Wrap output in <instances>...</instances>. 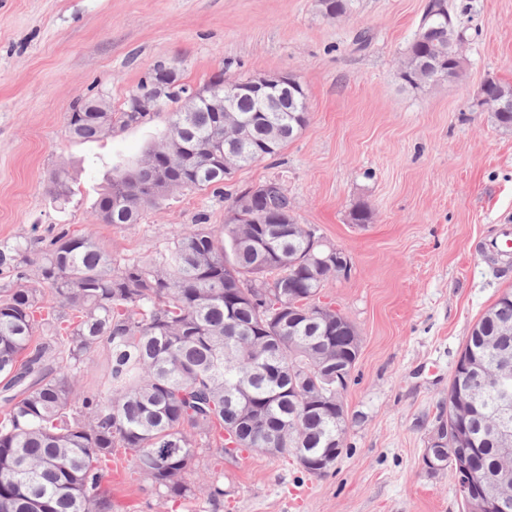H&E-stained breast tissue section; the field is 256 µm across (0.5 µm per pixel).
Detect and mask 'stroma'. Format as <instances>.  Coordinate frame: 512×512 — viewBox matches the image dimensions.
Returning a JSON list of instances; mask_svg holds the SVG:
<instances>
[{
  "label": "stroma",
  "instance_id": "obj_1",
  "mask_svg": "<svg viewBox=\"0 0 512 512\" xmlns=\"http://www.w3.org/2000/svg\"><path fill=\"white\" fill-rule=\"evenodd\" d=\"M427 0H0V246L39 250L52 230L93 229L119 260L148 259L174 224L224 223L226 197L267 180L288 190L298 223L351 259L322 301L360 336L343 393V453L323 477L251 449H200L195 493L163 498L127 466L104 480L112 512H464L450 470L423 456L476 321L512 288V267L483 243L512 227V130L479 103L489 79L512 84V0H448L464 35L461 80L415 89L400 75ZM188 85L215 71L287 74L302 85L309 121L275 157L238 170L222 189L174 190L138 223L93 224L114 168L135 165L168 132L160 112L73 139L66 115L80 97L120 107L156 65ZM71 172L70 203L48 176ZM366 204L371 220L351 212ZM224 483L212 505L200 489Z\"/></svg>",
  "mask_w": 512,
  "mask_h": 512
}]
</instances>
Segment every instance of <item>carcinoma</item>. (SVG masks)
<instances>
[{
	"mask_svg": "<svg viewBox=\"0 0 512 512\" xmlns=\"http://www.w3.org/2000/svg\"><path fill=\"white\" fill-rule=\"evenodd\" d=\"M420 41L407 56H428L459 35L447 0H430ZM183 83L169 98V126L184 149L164 145L135 183H109L94 222L135 224L158 190L221 188L224 128L217 113L179 112ZM254 121L234 149L243 166L276 156L292 138L288 126L308 112L283 106L260 111L249 97L232 100ZM151 119L128 111L70 112L68 132L92 140ZM66 168L49 177L57 202L72 197ZM224 225L197 218L169 228L160 257L123 262L92 229L61 230L34 258L22 242L0 247V512H112L103 480L122 453L160 494L192 491L188 474L198 449L231 456L225 444L313 464L336 453L347 427L336 418V367L354 371L358 333L320 311L325 284L336 276V247L297 223L286 188L238 205ZM121 203L114 206L112 199ZM55 301L72 315H43ZM46 328L53 344L33 343ZM106 368L81 391L85 365L98 348ZM480 376L459 387V416L480 472L501 466L494 441L502 358L512 356V289L473 326L465 345Z\"/></svg>",
	"mask_w": 512,
	"mask_h": 512,
	"instance_id": "carcinoma-1",
	"label": "carcinoma"
}]
</instances>
